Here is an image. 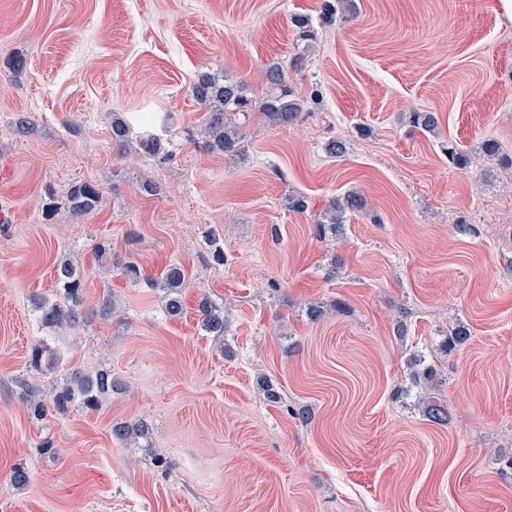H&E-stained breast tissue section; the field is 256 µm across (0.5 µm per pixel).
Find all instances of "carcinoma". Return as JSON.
Returning a JSON list of instances; mask_svg holds the SVG:
<instances>
[{
    "instance_id": "obj_1",
    "label": "carcinoma",
    "mask_w": 512,
    "mask_h": 512,
    "mask_svg": "<svg viewBox=\"0 0 512 512\" xmlns=\"http://www.w3.org/2000/svg\"><path fill=\"white\" fill-rule=\"evenodd\" d=\"M344 0H322L319 19L323 24L336 21V15L345 20L354 18L353 5H348L347 11L340 14L338 7ZM291 23L297 31L298 38L304 42V48L294 53L288 66L278 61L266 64L264 68L265 92L259 97L249 96L244 82L218 76L210 72L197 75L191 86V95L196 104L205 112L203 133L207 137L206 144L212 151L226 155H237L243 151V135L237 117L248 121L253 114H258L272 126H286L296 122L305 111L304 100L297 97L288 82V72H297L306 65V51L309 42L314 39L312 18L308 15H294ZM411 122L427 132L438 127V117L434 112H414ZM138 148L141 155L149 160L165 154L164 141L161 136L146 132L139 136ZM488 160L503 167H512V156L500 154L499 145L494 140H487L482 146ZM448 163L459 169H465L470 164V157L458 145L450 143L443 147ZM70 210L75 217L89 214L97 209L101 202L100 189L89 183L79 182L71 185L67 193ZM365 208L364 198L357 192H349L341 198L332 199L328 206L320 212L314 224V234L322 239L329 234L341 231L345 214L361 212ZM56 288L62 290L67 303L42 300L36 306L39 321L45 327H55L63 322L73 326L86 324L97 317L108 318L115 313V305L108 294L102 297L98 308L83 310L80 308L84 284V270L70 258L60 259L54 270ZM150 286L157 288L164 295V309L171 317L183 313V292L188 283L184 270L179 265H171L164 270L160 277L150 280ZM200 317V327L209 336L221 341L224 339L226 319L224 305L202 296L197 305ZM470 337L469 328L463 323L456 324L450 331L445 342V350L451 351L456 346L466 342ZM47 344L39 340L32 345L29 355V365L38 368L42 361L52 362L53 358L46 357ZM433 370L426 367L413 374L414 383H425V394L419 397L418 407L423 415L438 425L448 424V406L442 400L431 394L434 389ZM21 395L25 402L28 417L32 420H42L49 411L60 415L68 413L70 407L79 403L94 410L102 400L122 390L118 378L112 375V370L102 368L93 374L73 373V376L54 388L49 396L39 394V390L29 385L24 379L20 380ZM149 427L142 421H115L110 427L112 439L119 443L147 437Z\"/></svg>"
}]
</instances>
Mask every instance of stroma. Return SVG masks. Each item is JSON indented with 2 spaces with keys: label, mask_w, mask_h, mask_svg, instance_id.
Returning <instances> with one entry per match:
<instances>
[{
  "label": "stroma",
  "mask_w": 512,
  "mask_h": 512,
  "mask_svg": "<svg viewBox=\"0 0 512 512\" xmlns=\"http://www.w3.org/2000/svg\"><path fill=\"white\" fill-rule=\"evenodd\" d=\"M319 6L0 0V512H512V170L481 157L489 139L512 153V0H356L354 20L317 25L292 76L318 94L308 114L287 127L252 117L242 154L208 151L197 75L261 95L265 65L296 44L291 16ZM20 112L33 134L15 131ZM415 112L438 113V129L412 126ZM143 116L169 141L164 161L112 140L114 118L137 134ZM337 137L348 151L332 158ZM448 142L480 164L449 165ZM80 181L102 199L76 218L67 191ZM350 191L365 211L317 240L315 217ZM292 194L306 212L288 209ZM64 256L85 271V307L109 293L117 316L40 325L35 303L54 299ZM126 261L146 282L123 276ZM174 263L188 280L179 318L148 284ZM204 294L224 304L223 345L200 328ZM460 322L469 340L442 353ZM43 335L64 362L36 373ZM418 358L437 368L448 425L417 406ZM101 367L123 393L29 419L20 378L48 392ZM138 419L151 448L112 439V422Z\"/></svg>",
  "instance_id": "1"
}]
</instances>
